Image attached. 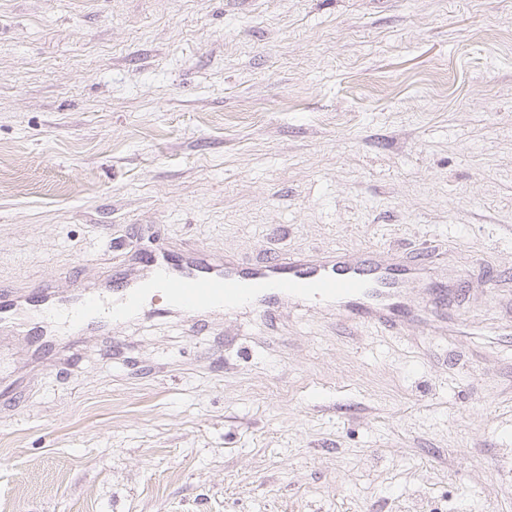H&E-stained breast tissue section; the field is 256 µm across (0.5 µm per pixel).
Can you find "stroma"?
<instances>
[{"instance_id": "obj_1", "label": "stroma", "mask_w": 512, "mask_h": 512, "mask_svg": "<svg viewBox=\"0 0 512 512\" xmlns=\"http://www.w3.org/2000/svg\"><path fill=\"white\" fill-rule=\"evenodd\" d=\"M424 254L322 304L0 333V512H512V0H0V285L134 250Z\"/></svg>"}]
</instances>
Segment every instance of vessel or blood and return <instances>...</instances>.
<instances>
[{"mask_svg":"<svg viewBox=\"0 0 512 512\" xmlns=\"http://www.w3.org/2000/svg\"><path fill=\"white\" fill-rule=\"evenodd\" d=\"M422 269V258L397 268L373 250L355 255L274 253L252 265L203 248L177 255L150 252L140 256L137 275L112 270L101 291L47 286L14 295L0 289V329L28 330L31 353L41 360L58 346L50 313H70L72 338L105 334L113 323L143 316L144 295L155 288L166 293V311L185 316L197 331L204 330L203 316L215 307L268 317L286 304L312 302L335 307L347 322L398 329L421 318L409 293Z\"/></svg>","mask_w":512,"mask_h":512,"instance_id":"1","label":"vessel or blood"}]
</instances>
